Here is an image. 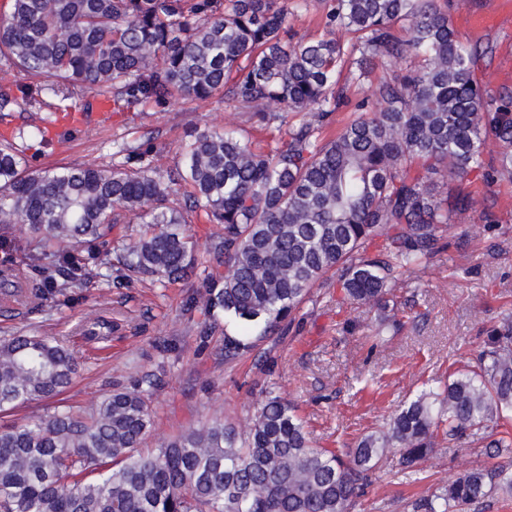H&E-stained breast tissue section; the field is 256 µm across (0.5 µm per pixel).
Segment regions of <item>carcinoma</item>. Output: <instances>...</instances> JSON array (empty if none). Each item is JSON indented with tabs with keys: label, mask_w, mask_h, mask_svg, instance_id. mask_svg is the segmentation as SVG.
<instances>
[{
	"label": "carcinoma",
	"mask_w": 512,
	"mask_h": 512,
	"mask_svg": "<svg viewBox=\"0 0 512 512\" xmlns=\"http://www.w3.org/2000/svg\"><path fill=\"white\" fill-rule=\"evenodd\" d=\"M326 28L356 43L294 40L280 0H11L0 18V114L163 110L176 100L224 93L248 121L288 126L266 149L235 129L206 128L181 145V161L153 166L154 140L116 145L112 166L33 169L20 142L48 145L41 127L0 135V224H23L36 247L0 262V302L39 306L54 293L112 277L107 231L146 230L118 263L132 275L189 276L191 214L224 225L213 243L224 275L196 287L208 311L243 327L224 334L234 358L291 321L312 289L336 271V301L374 312L380 334L397 323L394 287L445 249L448 221L474 208L447 179L472 172L491 185L512 180V88L477 77L492 54L461 44L438 0H319ZM405 67L379 81L336 134L327 117L348 103L339 82L369 66ZM502 147L484 166L488 139ZM112 318L82 325L94 343ZM79 363L60 342L19 333L0 340V412L62 395ZM150 375L104 395L89 412L61 408L34 422L0 425V512H350L393 453L415 471L439 439L476 435L512 418V325L491 330L476 367L448 376L397 410L355 447L313 445L306 423L268 391L245 433L214 421L149 453ZM501 492L512 470L466 468L419 504L463 509Z\"/></svg>",
	"instance_id": "1"
}]
</instances>
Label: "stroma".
<instances>
[{"instance_id":"35a3bbf8","label":"stroma","mask_w":512,"mask_h":512,"mask_svg":"<svg viewBox=\"0 0 512 512\" xmlns=\"http://www.w3.org/2000/svg\"><path fill=\"white\" fill-rule=\"evenodd\" d=\"M448 14L461 42L492 47L478 70L483 83L492 90L512 87V0H448ZM207 127L253 131L245 113L217 95L175 102L162 112L97 109L65 142L47 147L31 142L27 155L36 169L109 166L114 143L134 145L154 131V164L166 170L179 159L184 133ZM462 185L474 209L452 219L446 252L418 274L403 276L396 291L398 324L379 336L370 330L373 313L337 305L335 288L321 286L313 288L282 334L265 337L232 359L224 356V336L236 333V326L225 324L223 314L209 315L188 280L164 285L135 280L118 288L91 282L35 311L17 304L0 308V339L18 331L52 336L79 362V373L62 396L0 414V424L37 419L60 404L90 409L109 391L152 373L158 385L147 399L153 427L143 449L216 419L245 430L270 386L306 421L315 445L352 447L362 434L385 426L401 404L445 380L449 370L476 363L490 330L512 323V181L489 185L473 173ZM488 211L495 223H486ZM185 231L195 244L196 276L221 272L210 242L223 235V225L195 218ZM99 315L111 316L120 328L106 343H87L80 327ZM494 438L488 432L439 441L418 472L383 467L355 512H414L420 500L462 469L512 465V454L487 455Z\"/></svg>"}]
</instances>
